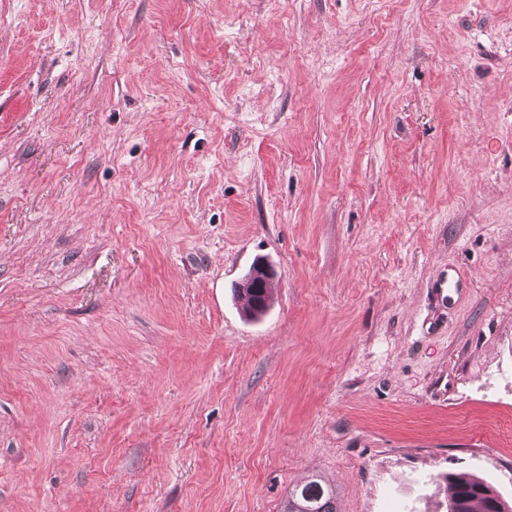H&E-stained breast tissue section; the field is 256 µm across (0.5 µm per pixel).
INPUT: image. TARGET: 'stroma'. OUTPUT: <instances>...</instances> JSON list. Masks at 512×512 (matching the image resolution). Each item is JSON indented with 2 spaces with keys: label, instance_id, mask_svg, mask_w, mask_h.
Masks as SVG:
<instances>
[{
  "label": "stroma",
  "instance_id": "35a3bbf8",
  "mask_svg": "<svg viewBox=\"0 0 512 512\" xmlns=\"http://www.w3.org/2000/svg\"><path fill=\"white\" fill-rule=\"evenodd\" d=\"M449 472L512 502V0H0V512ZM273 275L274 274L272 269L266 263L258 262L253 267L251 276L240 284V288H235V291L239 292L240 294L243 293L246 300L247 309L252 316H258L265 311L269 288H266L267 294L264 298L265 304L261 309H255L253 307L255 296L249 294L248 288H264L265 284L270 282V280L273 278Z\"/></svg>",
  "mask_w": 512,
  "mask_h": 512
}]
</instances>
